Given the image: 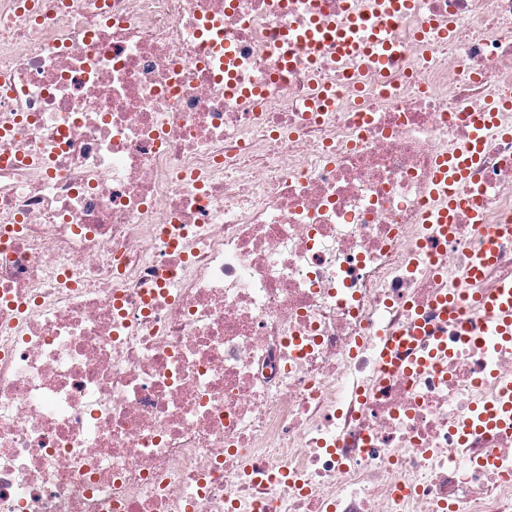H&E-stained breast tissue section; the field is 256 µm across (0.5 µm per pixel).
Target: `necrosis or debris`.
I'll return each mask as SVG.
<instances>
[{
    "label": "necrosis or debris",
    "mask_w": 512,
    "mask_h": 512,
    "mask_svg": "<svg viewBox=\"0 0 512 512\" xmlns=\"http://www.w3.org/2000/svg\"><path fill=\"white\" fill-rule=\"evenodd\" d=\"M0 0V512H512V344L443 322L512 127V0ZM390 348L394 361L380 366ZM414 0H373L372 14L378 19L375 24L367 25L361 14H352L345 25L325 31L323 28L309 31L297 37L302 45L315 46L323 39L336 40L340 54L346 58H359L361 66L366 70H378L385 63V58L377 53L367 52L363 48V34L367 27L373 35L383 29V22L396 13H408L413 8ZM492 113H479L472 118L471 123L475 129L469 143L464 147L449 153L440 161L435 184L439 191L447 192L448 188L457 183L463 176L465 168L477 160L478 147L482 140L481 133L491 123Z\"/></svg>",
    "instance_id": "necrosis-or-debris-1"
}]
</instances>
